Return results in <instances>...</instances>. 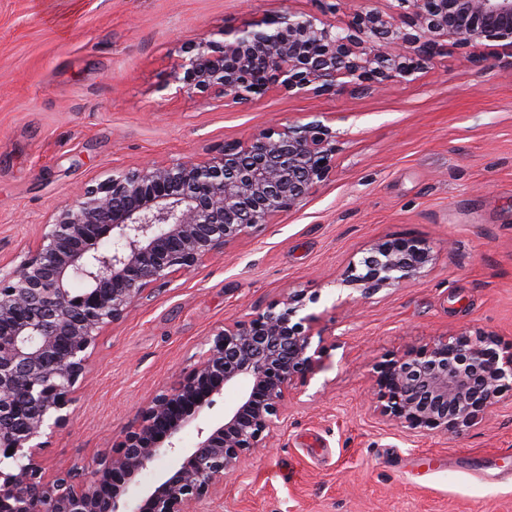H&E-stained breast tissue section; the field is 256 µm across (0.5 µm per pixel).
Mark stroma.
I'll list each match as a JSON object with an SVG mask.
<instances>
[{
    "instance_id": "stroma-1",
    "label": "stroma",
    "mask_w": 512,
    "mask_h": 512,
    "mask_svg": "<svg viewBox=\"0 0 512 512\" xmlns=\"http://www.w3.org/2000/svg\"><path fill=\"white\" fill-rule=\"evenodd\" d=\"M318 0H0V263L91 181L206 156L312 118L337 133L333 173L299 209L148 290L105 328L44 475L88 469L136 410L190 371L225 320L302 293L320 367L200 512H512V392L461 434H421L376 408L379 362L461 333L512 344V66L453 50L364 93L271 91L249 108L176 94L189 43ZM425 241L422 277L343 286L376 242Z\"/></svg>"
}]
</instances>
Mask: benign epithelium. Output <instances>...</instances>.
I'll list each match as a JSON object with an SVG mask.
<instances>
[{"mask_svg":"<svg viewBox=\"0 0 512 512\" xmlns=\"http://www.w3.org/2000/svg\"><path fill=\"white\" fill-rule=\"evenodd\" d=\"M321 15L290 11L250 19L188 47L176 92L252 106L271 90L339 94L409 78L450 50L498 44L512 62V0H385L336 23L341 0H320ZM335 133L318 120L271 128L220 146L203 159L148 161L114 171L56 210L27 254L0 266V512H198L224 490L246 456L286 410L293 386L319 369L313 318L287 294L208 337L188 372L138 411L120 445L86 474L42 476L46 439L70 420L75 386L101 330L123 318L144 292L168 283L235 243L246 229L300 208L332 172ZM432 261L421 240L375 244L342 284L367 295L413 281ZM84 285L76 292L71 283ZM248 382L236 405L191 448L176 435ZM381 416L418 433L472 426L512 389V348L479 334L441 339L378 366ZM12 454H7V451ZM176 468L130 506L122 500L156 458Z\"/></svg>","mask_w":512,"mask_h":512,"instance_id":"obj_1","label":"benign epithelium"}]
</instances>
